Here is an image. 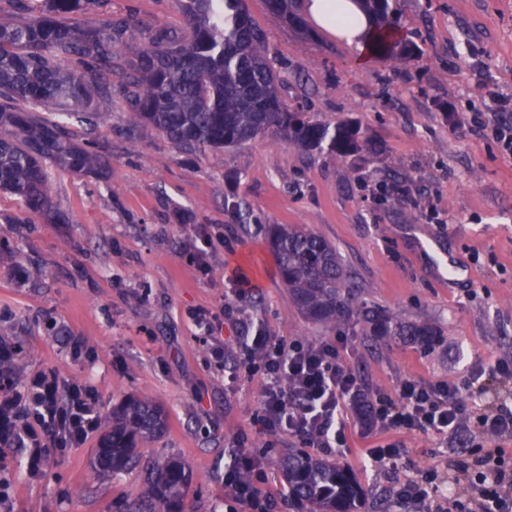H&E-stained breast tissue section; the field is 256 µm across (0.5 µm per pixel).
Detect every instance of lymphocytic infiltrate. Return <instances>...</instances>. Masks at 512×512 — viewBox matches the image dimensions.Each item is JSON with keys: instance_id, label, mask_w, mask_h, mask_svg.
Masks as SVG:
<instances>
[{"instance_id": "f902f5d3", "label": "lymphocytic infiltrate", "mask_w": 512, "mask_h": 512, "mask_svg": "<svg viewBox=\"0 0 512 512\" xmlns=\"http://www.w3.org/2000/svg\"><path fill=\"white\" fill-rule=\"evenodd\" d=\"M201 340L215 365H223L226 346L222 332L231 317L229 305L217 310L191 312ZM344 337L318 343L287 341L263 329L242 326L236 339L238 355L229 374L230 381L261 375L264 390L254 422L260 431L286 435L313 448H338L346 441L341 405L358 395L362 380L342 355ZM512 384V361L497 363L487 377L471 375L460 381L429 382L401 379L393 391H375L370 400L374 423L388 434L384 444L367 449L368 459L379 465H397L409 459L411 451L402 442L405 433L443 435L476 423L488 437L512 435V409L487 401L491 387ZM483 396L481 414H474L467 399ZM0 408L12 411L23 423L9 428L16 446L26 448L25 470L39 477L44 450H61L82 445L99 422V399L86 383H65L53 372L28 379L23 389L0 377ZM251 474L240 482L239 471ZM444 478L435 469L417 472L394 490L398 501L411 504L415 512H456L459 492H467L470 512H512V464L501 449L486 452L476 469L466 464ZM264 477L260 461L239 450L233 471L225 478L228 489L226 512L246 506L249 512H272L275 503L261 495L257 484Z\"/></svg>"}]
</instances>
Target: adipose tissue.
I'll return each instance as SVG.
<instances>
[{"label":"adipose tissue","instance_id":"ef3b65f1","mask_svg":"<svg viewBox=\"0 0 512 512\" xmlns=\"http://www.w3.org/2000/svg\"><path fill=\"white\" fill-rule=\"evenodd\" d=\"M304 12L315 29L354 46L359 60H366L373 31L356 0H306Z\"/></svg>","mask_w":512,"mask_h":512}]
</instances>
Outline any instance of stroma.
<instances>
[{"label": "stroma", "mask_w": 512, "mask_h": 512, "mask_svg": "<svg viewBox=\"0 0 512 512\" xmlns=\"http://www.w3.org/2000/svg\"><path fill=\"white\" fill-rule=\"evenodd\" d=\"M247 5L272 50L285 107L331 127L355 123L361 149L339 158L267 136L232 149L182 151L154 127L134 123L117 86L100 106L105 119L95 132L72 115H43L75 141L93 138L111 150L105 180L47 163L65 223L0 194V235L12 244L0 257V339L22 346L16 368L26 378L52 371L87 382L104 413L130 395L159 405L168 429L141 448V462L178 459L192 467L184 512H224L237 440L247 439L263 461L260 489L275 500L288 490L279 458L300 446L256 430L262 377L227 385L190 311L232 301L250 328L287 340L337 336L296 314L261 225L312 230L352 270L357 302L439 328L429 348L346 329L344 356L363 380L360 398L404 378L458 380L512 359V158L472 123L477 116L512 122V0H394L395 26L416 53L362 63L355 47L288 24L265 0ZM110 14L139 21L121 46L128 59L150 27H187L177 0H107L83 20L96 24ZM392 185L402 202L393 201ZM201 224L224 234L209 251L205 276L187 261ZM425 242L458 262L453 280L439 277ZM19 267L30 275L22 284L14 277ZM236 273L254 289L239 302L230 293ZM75 336L86 356L70 355ZM358 400L343 404L348 446L331 459L354 473L365 512H409L390 491L414 468L443 472L479 447L512 455V439L485 440L465 428L451 440L404 435L411 465H372L361 451L385 436L361 422ZM96 443L92 434L76 448H47L36 479L27 476L22 453L6 449L0 477L8 482V512H124L144 495L143 479L136 471L97 476Z\"/></svg>", "instance_id": "1"}]
</instances>
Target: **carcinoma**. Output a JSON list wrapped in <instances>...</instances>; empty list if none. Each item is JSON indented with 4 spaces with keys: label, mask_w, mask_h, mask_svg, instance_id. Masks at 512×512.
I'll return each mask as SVG.
<instances>
[{
    "label": "carcinoma",
    "mask_w": 512,
    "mask_h": 512,
    "mask_svg": "<svg viewBox=\"0 0 512 512\" xmlns=\"http://www.w3.org/2000/svg\"><path fill=\"white\" fill-rule=\"evenodd\" d=\"M20 13L0 23V126L15 131L0 138V193L20 198L27 210L49 221L61 219L53 205V186L45 164L71 172H103V148L73 143L60 124L40 119V111L75 113L95 127L103 118L98 98L112 97V80L129 86L128 111L164 133L181 149L232 148L268 134L284 137L301 152L327 149L345 157L362 147L360 129L335 128L287 110L265 35L252 21L244 0H179L189 32L157 25L150 29L136 59L122 62L118 46L138 26L130 15L97 25L67 24L66 17L88 13L102 0H12ZM368 14L373 53L397 61L414 55L413 46L393 36L389 0H358ZM268 9L299 21L293 0H266ZM23 101L31 106H16ZM273 104L277 111H267ZM282 283L306 321L334 329L358 322L371 336H400L431 346L438 330L428 322L405 323L377 308L354 306L351 276L336 247L295 224L269 231ZM167 417L145 398L132 396L112 411L101 431L93 465L99 473H122L136 465L139 448L162 436ZM298 512H359L362 491L343 465L290 450L279 461ZM193 481L191 466L180 460L145 471V495L127 512H182Z\"/></svg>",
    "instance_id": "1"
}]
</instances>
